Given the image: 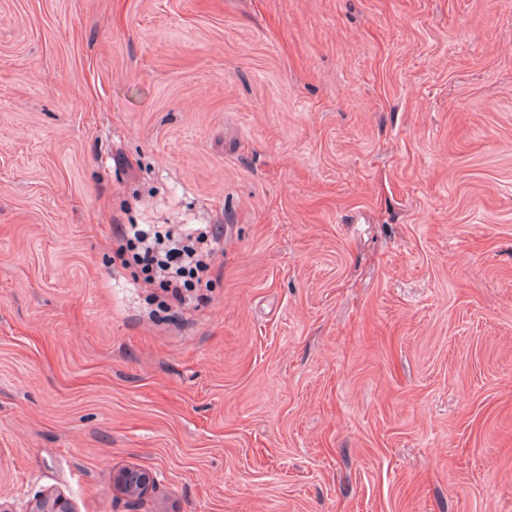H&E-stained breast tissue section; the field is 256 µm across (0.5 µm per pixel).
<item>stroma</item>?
<instances>
[{"label":"stroma","mask_w":512,"mask_h":512,"mask_svg":"<svg viewBox=\"0 0 512 512\" xmlns=\"http://www.w3.org/2000/svg\"><path fill=\"white\" fill-rule=\"evenodd\" d=\"M116 224L222 225L181 316ZM47 491L512 512V0H0V507ZM114 481L126 495L141 496L149 490L153 478L138 470L128 469L114 477Z\"/></svg>","instance_id":"obj_1"}]
</instances>
